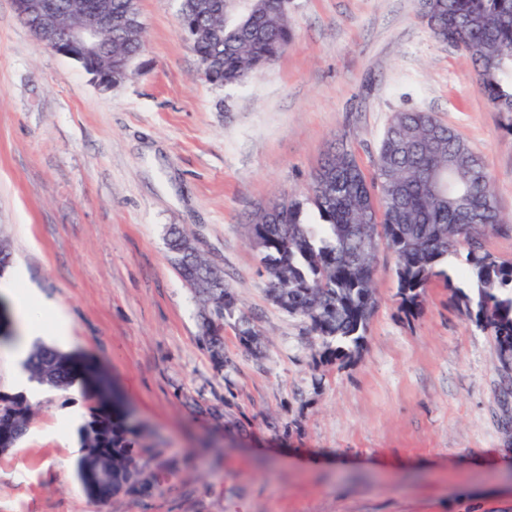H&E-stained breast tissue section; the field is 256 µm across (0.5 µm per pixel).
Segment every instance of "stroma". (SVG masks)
<instances>
[{
    "instance_id": "1",
    "label": "stroma",
    "mask_w": 512,
    "mask_h": 512,
    "mask_svg": "<svg viewBox=\"0 0 512 512\" xmlns=\"http://www.w3.org/2000/svg\"><path fill=\"white\" fill-rule=\"evenodd\" d=\"M143 51L104 88L42 46L0 0V237L9 282L50 301V342L113 383L139 431L147 493L102 503L75 474L81 387L20 386L0 348V392L31 424L0 452V512H512V371L452 286L400 308L395 257L376 259L377 307L360 353L325 362L268 298L248 221L303 195L331 147L365 172L393 112L435 113L485 158L512 218V131L464 53L439 43L417 0H288L294 37L242 86H216L178 25L180 0H138ZM182 227L264 335L224 323V366L170 262Z\"/></svg>"
}]
</instances>
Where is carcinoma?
Returning <instances> with one entry per match:
<instances>
[{"label": "carcinoma", "mask_w": 512, "mask_h": 512, "mask_svg": "<svg viewBox=\"0 0 512 512\" xmlns=\"http://www.w3.org/2000/svg\"><path fill=\"white\" fill-rule=\"evenodd\" d=\"M231 0H184L182 18L201 61L203 78L217 86L241 85L273 65L292 39L282 0H251L235 13ZM139 13L138 0H112V72L120 74L143 42L120 25ZM433 37L456 44L471 60L480 94L497 112L512 115V0H434ZM501 213L487 165L454 129L431 112L392 114L367 177L352 150L340 143L313 174L306 195L275 198L251 220L250 243L267 280L270 299L307 323L324 355L354 357L376 309L375 259L380 248L397 258L400 308L420 312L428 284L454 283L442 264L466 249L473 294H462L469 318L493 336L498 350L512 349V261L487 251L486 237L502 231ZM171 263L201 303V328L212 361L224 364V320L235 319L250 347L259 331L224 286L223 274L202 255L187 252V234L167 230ZM42 387L67 389L83 376L102 390L95 368L43 343L23 362ZM33 415L21 395L0 394V449L14 447ZM77 477L90 497L108 499L148 489L152 477L140 465L136 432L123 406L98 413L79 428Z\"/></svg>", "instance_id": "carcinoma-1"}]
</instances>
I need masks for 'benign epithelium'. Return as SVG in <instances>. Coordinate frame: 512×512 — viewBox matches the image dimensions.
Wrapping results in <instances>:
<instances>
[{
    "label": "benign epithelium",
    "instance_id": "obj_1",
    "mask_svg": "<svg viewBox=\"0 0 512 512\" xmlns=\"http://www.w3.org/2000/svg\"><path fill=\"white\" fill-rule=\"evenodd\" d=\"M18 15L47 49L74 58L70 48L78 46L89 55L98 54L104 33L112 29L111 0H83L62 26L56 0H13Z\"/></svg>",
    "mask_w": 512,
    "mask_h": 512
}]
</instances>
